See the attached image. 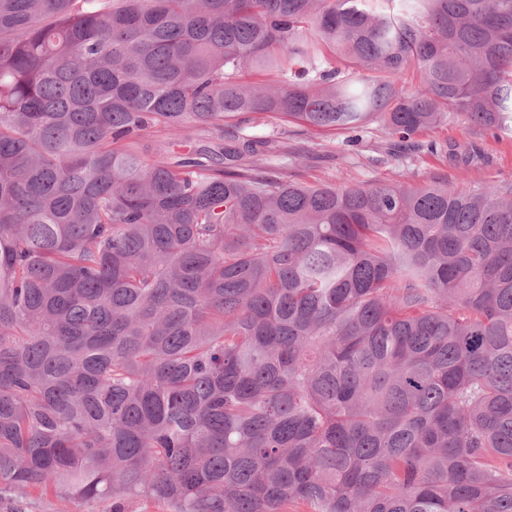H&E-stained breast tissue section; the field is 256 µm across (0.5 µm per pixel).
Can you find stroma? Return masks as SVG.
<instances>
[{
	"label": "stroma",
	"instance_id": "35a3bbf8",
	"mask_svg": "<svg viewBox=\"0 0 512 512\" xmlns=\"http://www.w3.org/2000/svg\"><path fill=\"white\" fill-rule=\"evenodd\" d=\"M348 136L343 129H320L308 132L289 141L290 151L300 158L292 171L296 180L303 183L326 182L335 185H353L372 181H396L402 176L426 180L442 176L449 181L465 178L471 183H512V133H502L500 138L472 132L459 121L446 122L421 134V141L476 142L483 157L475 161L466 172L449 166L443 157L418 158L388 155L385 135L377 123L367 125L363 140L355 148L345 147ZM106 501L81 502L60 498L54 494L37 491L26 495L11 492L0 494V512H109Z\"/></svg>",
	"mask_w": 512,
	"mask_h": 512
}]
</instances>
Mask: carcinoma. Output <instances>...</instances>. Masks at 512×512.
I'll list each match as a JSON object with an SVG mask.
<instances>
[{"mask_svg": "<svg viewBox=\"0 0 512 512\" xmlns=\"http://www.w3.org/2000/svg\"><path fill=\"white\" fill-rule=\"evenodd\" d=\"M241 114L464 171L416 137L512 128V0H0V491L512 512V183L295 182ZM266 122V119L258 118V116L252 114L224 121V141L235 130H239L247 135H268L271 133L272 128L270 125H266Z\"/></svg>", "mask_w": 512, "mask_h": 512, "instance_id": "cac0c4a2", "label": "carcinoma"}]
</instances>
